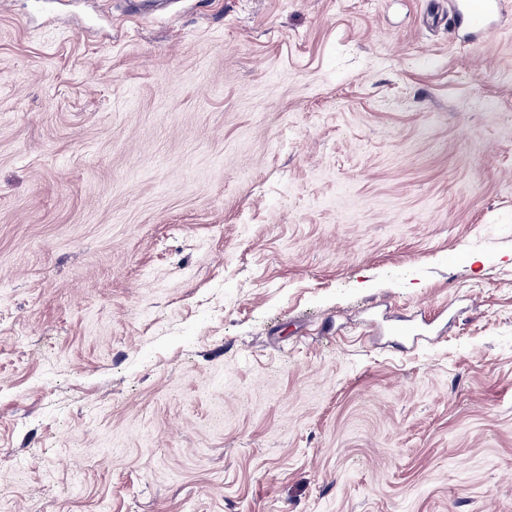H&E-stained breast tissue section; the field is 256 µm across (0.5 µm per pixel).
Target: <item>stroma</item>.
<instances>
[{
	"label": "stroma",
	"mask_w": 512,
	"mask_h": 512,
	"mask_svg": "<svg viewBox=\"0 0 512 512\" xmlns=\"http://www.w3.org/2000/svg\"><path fill=\"white\" fill-rule=\"evenodd\" d=\"M102 505L512 512V0H0V512ZM500 4L501 1L499 0L464 1L461 4V10L467 15L472 26L487 33L492 29L489 26L490 21L499 9Z\"/></svg>",
	"instance_id": "obj_1"
}]
</instances>
